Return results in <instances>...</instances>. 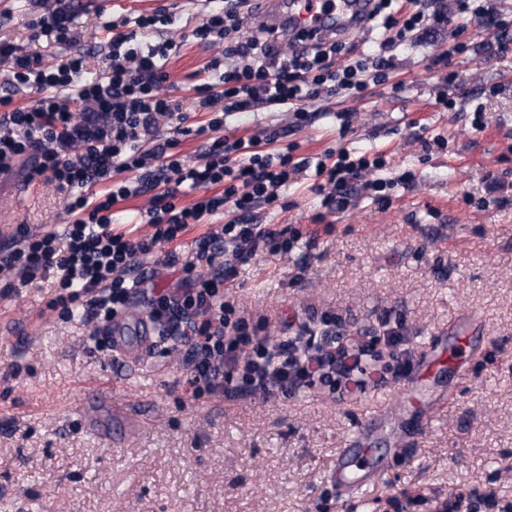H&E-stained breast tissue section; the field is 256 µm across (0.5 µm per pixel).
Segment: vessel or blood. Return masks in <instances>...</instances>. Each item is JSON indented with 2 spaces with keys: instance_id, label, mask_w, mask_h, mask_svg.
Masks as SVG:
<instances>
[{
  "instance_id": "b4317fda",
  "label": "vessel or blood",
  "mask_w": 512,
  "mask_h": 512,
  "mask_svg": "<svg viewBox=\"0 0 512 512\" xmlns=\"http://www.w3.org/2000/svg\"><path fill=\"white\" fill-rule=\"evenodd\" d=\"M262 24L278 43L290 33L352 35L369 22V0H264Z\"/></svg>"
}]
</instances>
